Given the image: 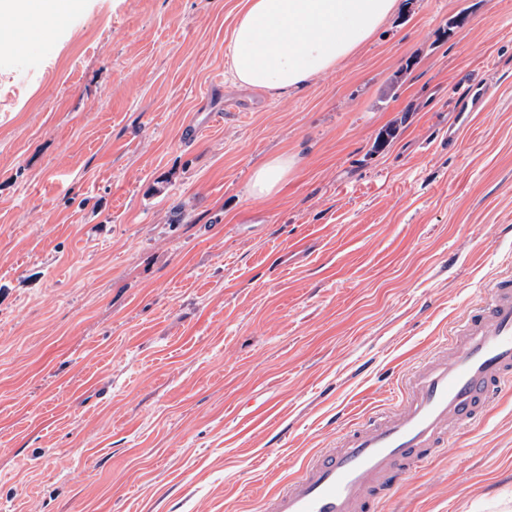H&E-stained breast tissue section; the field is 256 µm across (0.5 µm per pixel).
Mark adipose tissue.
<instances>
[{
    "instance_id": "1",
    "label": "adipose tissue",
    "mask_w": 512,
    "mask_h": 512,
    "mask_svg": "<svg viewBox=\"0 0 512 512\" xmlns=\"http://www.w3.org/2000/svg\"><path fill=\"white\" fill-rule=\"evenodd\" d=\"M397 0H246L231 36V70L246 86L285 95L364 44Z\"/></svg>"
}]
</instances>
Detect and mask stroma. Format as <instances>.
I'll use <instances>...</instances> for the list:
<instances>
[{
    "label": "stroma",
    "instance_id": "stroma-1",
    "mask_svg": "<svg viewBox=\"0 0 512 512\" xmlns=\"http://www.w3.org/2000/svg\"><path fill=\"white\" fill-rule=\"evenodd\" d=\"M242 5L72 0L24 66L0 34V512H260L512 269V0H400L283 96L232 78ZM378 512H512V394ZM476 86H470L461 96L456 99L455 112L460 116L462 120L458 126L448 127V142L449 144H455L458 139L460 130L468 125L472 118L475 116L478 105V93ZM290 164L288 157L281 156L256 168L249 183L250 194L260 199L273 196L279 182L288 174Z\"/></svg>",
    "mask_w": 512,
    "mask_h": 512
}]
</instances>
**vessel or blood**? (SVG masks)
Returning <instances> with one entry per match:
<instances>
[{"label":"vessel or blood","instance_id":"vessel-or-blood-1","mask_svg":"<svg viewBox=\"0 0 512 512\" xmlns=\"http://www.w3.org/2000/svg\"><path fill=\"white\" fill-rule=\"evenodd\" d=\"M54 52V40L40 31L22 39L21 57ZM511 390L512 270L465 312L449 342L408 368L398 404L343 424L331 447L308 456L261 512H374L378 500L447 453Z\"/></svg>","mask_w":512,"mask_h":512}]
</instances>
